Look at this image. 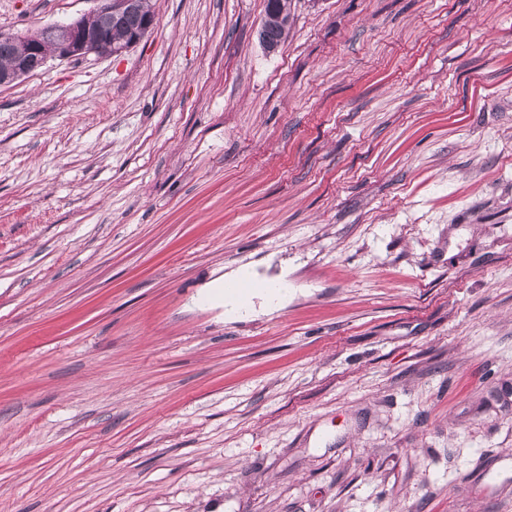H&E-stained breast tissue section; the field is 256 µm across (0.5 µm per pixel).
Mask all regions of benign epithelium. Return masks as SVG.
<instances>
[{"mask_svg": "<svg viewBox=\"0 0 512 512\" xmlns=\"http://www.w3.org/2000/svg\"><path fill=\"white\" fill-rule=\"evenodd\" d=\"M96 10L85 17L67 23H57L52 28L59 37L45 44L35 34L0 30V40L17 46V53L0 62V86H8L44 68L54 58L78 59L88 55L99 58L119 56L138 44L155 24L154 14L145 16L140 27L120 38L112 36L108 21L131 10L135 0H97Z\"/></svg>", "mask_w": 512, "mask_h": 512, "instance_id": "1", "label": "benign epithelium"}]
</instances>
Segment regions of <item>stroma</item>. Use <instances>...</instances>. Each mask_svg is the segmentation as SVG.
I'll use <instances>...</instances> for the list:
<instances>
[{
	"label": "stroma",
	"instance_id": "35a3bbf8",
	"mask_svg": "<svg viewBox=\"0 0 512 512\" xmlns=\"http://www.w3.org/2000/svg\"><path fill=\"white\" fill-rule=\"evenodd\" d=\"M266 4L0 87V512H512V0ZM291 0H278L273 10L266 6L262 27L266 38L279 45L287 36L291 27Z\"/></svg>",
	"mask_w": 512,
	"mask_h": 512
}]
</instances>
